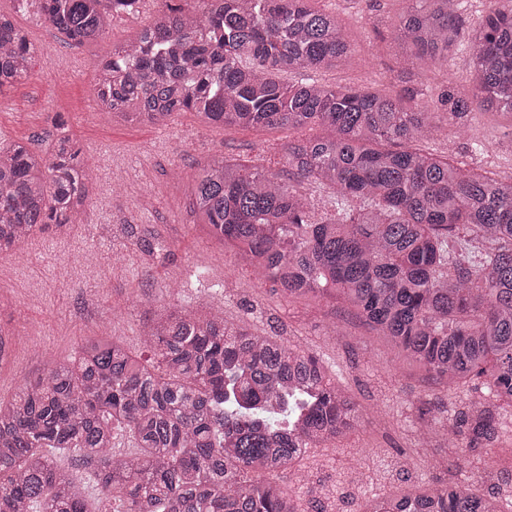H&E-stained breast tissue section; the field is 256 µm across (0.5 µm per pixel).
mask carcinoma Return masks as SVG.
I'll use <instances>...</instances> for the list:
<instances>
[{
	"mask_svg": "<svg viewBox=\"0 0 512 512\" xmlns=\"http://www.w3.org/2000/svg\"><path fill=\"white\" fill-rule=\"evenodd\" d=\"M426 2L401 15L394 35L434 61L460 41L467 0ZM482 3L473 88L450 85L437 97L459 127L476 100L512 119V0ZM139 5L38 0L70 46L101 38L114 16ZM351 51L336 15L312 0L168 4L112 49L93 96L113 120L160 123L193 112L222 126L323 128L288 141L286 170L211 159L192 210L283 291H337L433 378L483 379L487 398L448 421V433L465 440L462 455L496 438L491 400L512 404V181L415 147L433 128L415 92L404 101L304 77L345 65ZM34 53L26 32L0 15V88L28 73ZM292 72L303 78L282 79ZM92 173L68 136L45 157L0 144V252L79 223ZM304 180L329 193L336 215H314L298 190ZM469 231L493 251L471 254ZM144 336L153 365L102 336L0 402V512H88L58 452L89 462L90 485L122 512H299L269 476L356 423L322 362L235 328L212 307L165 310ZM117 428L130 432L135 451H113ZM366 512H512V499L450 480L374 497Z\"/></svg>",
	"mask_w": 512,
	"mask_h": 512,
	"instance_id": "1",
	"label": "carcinoma"
}]
</instances>
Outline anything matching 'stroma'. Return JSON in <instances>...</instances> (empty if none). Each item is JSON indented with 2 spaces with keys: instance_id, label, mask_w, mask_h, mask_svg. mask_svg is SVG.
Instances as JSON below:
<instances>
[{
  "instance_id": "obj_1",
  "label": "stroma",
  "mask_w": 512,
  "mask_h": 512,
  "mask_svg": "<svg viewBox=\"0 0 512 512\" xmlns=\"http://www.w3.org/2000/svg\"><path fill=\"white\" fill-rule=\"evenodd\" d=\"M114 18L105 38L76 48L37 12H16L0 0L36 48L27 77L0 88V140L49 152L60 130L97 165L88 186L83 221L58 231L36 232L23 251L0 252V327L11 332L9 355L0 362V400L9 401L25 380L49 361L77 356L91 337L105 333L143 351L140 332L164 307L194 311L223 307L228 323L274 336L319 358L356 402L359 424L344 438L309 449L276 478L300 512H362L375 496H393L447 483L449 476L485 492L500 485L512 492V408L498 412L497 437L455 468L456 456L442 437L421 447L418 429H444L449 413L483 399L474 380L459 387L431 378L335 295L289 296L258 279L234 251L210 235L190 209L191 188L201 167L222 155L248 168L285 167L288 135L279 129L213 126L186 112L165 125L115 123L96 109L97 64L115 45L149 25L163 8ZM335 13L349 36L348 65L315 72L329 87L372 89L397 98L424 91L421 103L437 124L422 147L457 162L478 163L512 181V122L475 109L466 130L437 113L441 89L469 88L472 48H452L443 64L400 56L393 27L406 0H316ZM485 152L471 154L472 143ZM166 247L160 262L138 240ZM307 472L305 487L295 476Z\"/></svg>"
}]
</instances>
